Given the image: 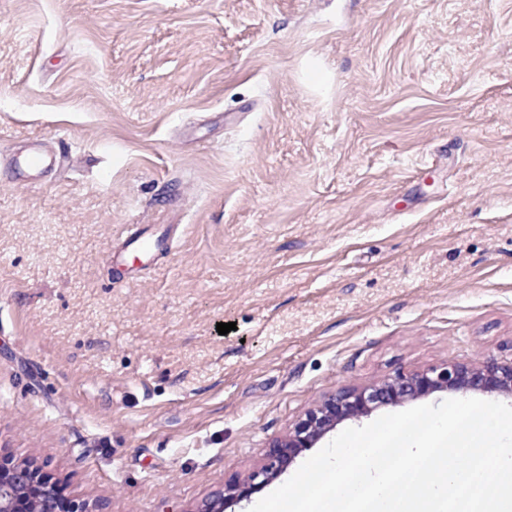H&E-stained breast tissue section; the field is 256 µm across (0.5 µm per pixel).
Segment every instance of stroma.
I'll use <instances>...</instances> for the list:
<instances>
[{
    "instance_id": "35a3bbf8",
    "label": "stroma",
    "mask_w": 512,
    "mask_h": 512,
    "mask_svg": "<svg viewBox=\"0 0 512 512\" xmlns=\"http://www.w3.org/2000/svg\"><path fill=\"white\" fill-rule=\"evenodd\" d=\"M33 143L0 453L69 512H199L340 387L512 361V0H0ZM133 224L180 230L113 263ZM59 163L58 156L35 145L23 155L13 156L3 163L0 159V170H7L15 177L48 172Z\"/></svg>"
}]
</instances>
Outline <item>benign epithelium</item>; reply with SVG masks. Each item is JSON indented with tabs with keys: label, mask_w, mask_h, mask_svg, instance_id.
Returning <instances> with one entry per match:
<instances>
[{
	"label": "benign epithelium",
	"mask_w": 512,
	"mask_h": 512,
	"mask_svg": "<svg viewBox=\"0 0 512 512\" xmlns=\"http://www.w3.org/2000/svg\"><path fill=\"white\" fill-rule=\"evenodd\" d=\"M447 390H479L512 396V363L431 366L423 371L397 372L371 387L341 388L310 409L287 435L271 440L263 464L245 479L224 485L202 512H221L215 504L228 499H249L256 488L281 474L303 449L313 447L344 420H359L374 407L399 405ZM31 492L38 494L34 512H57L51 488L38 481L34 468L0 455V512H26L27 496Z\"/></svg>",
	"instance_id": "obj_1"
}]
</instances>
